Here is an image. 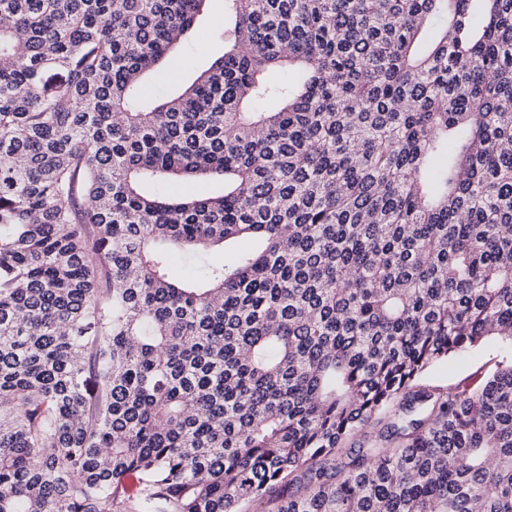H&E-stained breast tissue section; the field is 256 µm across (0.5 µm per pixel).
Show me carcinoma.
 Returning <instances> with one entry per match:
<instances>
[{
  "instance_id": "carcinoma-1",
  "label": "carcinoma",
  "mask_w": 512,
  "mask_h": 512,
  "mask_svg": "<svg viewBox=\"0 0 512 512\" xmlns=\"http://www.w3.org/2000/svg\"><path fill=\"white\" fill-rule=\"evenodd\" d=\"M205 2L0 0V512H512V0ZM224 0H212L208 9L198 18L196 32L209 42L210 50L207 55L197 52L191 36L184 40L172 53H170L166 67L169 76L165 81L155 82L149 80L153 95H159L169 88L178 89L191 83L201 71L205 70L212 60L224 53ZM505 357H512V348L489 342L482 348L467 350L435 366L423 382L442 387L462 385L472 390L477 389L495 363Z\"/></svg>"
}]
</instances>
